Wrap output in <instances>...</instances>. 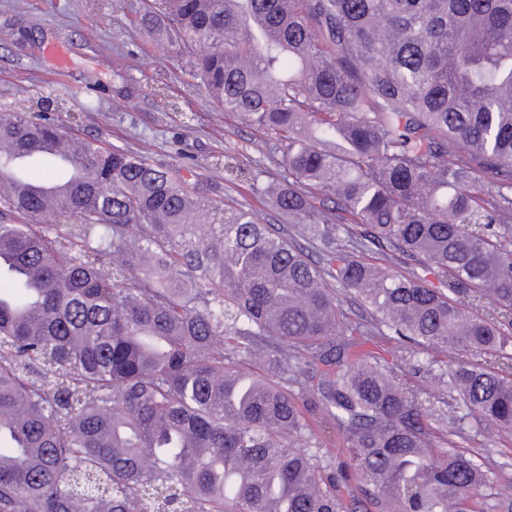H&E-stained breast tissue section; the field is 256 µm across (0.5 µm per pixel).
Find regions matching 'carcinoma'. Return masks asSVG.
I'll list each match as a JSON object with an SVG mask.
<instances>
[{"instance_id":"1","label":"carcinoma","mask_w":512,"mask_h":512,"mask_svg":"<svg viewBox=\"0 0 512 512\" xmlns=\"http://www.w3.org/2000/svg\"><path fill=\"white\" fill-rule=\"evenodd\" d=\"M136 22L200 48L192 78L282 151L285 184L224 169L318 258L199 180L1 112L0 512H356L353 481L377 512H512L455 441L512 440V0H159ZM23 158L64 185L51 209ZM377 336L415 347L454 431ZM409 348L408 344L394 339H375L372 343L364 345L363 350L384 358L392 366L401 364L400 358L406 355Z\"/></svg>"}]
</instances>
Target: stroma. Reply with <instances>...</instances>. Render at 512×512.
Masks as SVG:
<instances>
[{
	"mask_svg": "<svg viewBox=\"0 0 512 512\" xmlns=\"http://www.w3.org/2000/svg\"><path fill=\"white\" fill-rule=\"evenodd\" d=\"M145 0H0V107L51 113L74 137L99 140L207 176L217 196L255 208L267 224L281 216L262 205L246 183L224 170L225 158L283 180L278 150H257L249 122L226 116L191 79L198 49L133 27ZM68 49L65 65L46 52Z\"/></svg>",
	"mask_w": 512,
	"mask_h": 512,
	"instance_id": "1",
	"label": "stroma"
}]
</instances>
